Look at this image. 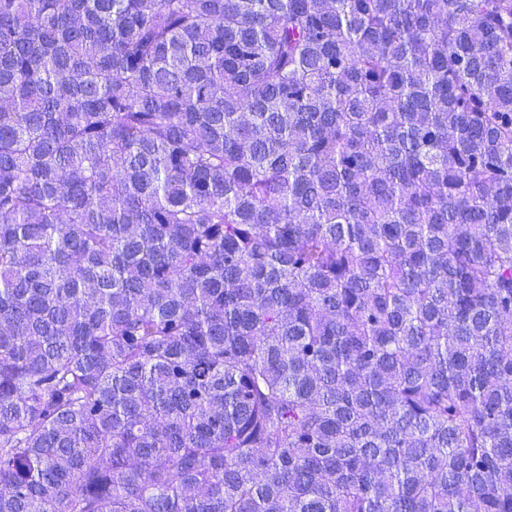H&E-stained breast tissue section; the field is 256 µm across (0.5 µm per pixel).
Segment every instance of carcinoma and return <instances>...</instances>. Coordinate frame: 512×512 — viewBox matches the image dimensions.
<instances>
[{
    "label": "carcinoma",
    "mask_w": 512,
    "mask_h": 512,
    "mask_svg": "<svg viewBox=\"0 0 512 512\" xmlns=\"http://www.w3.org/2000/svg\"><path fill=\"white\" fill-rule=\"evenodd\" d=\"M0 512H512V0H0Z\"/></svg>",
    "instance_id": "cac0c4a2"
}]
</instances>
